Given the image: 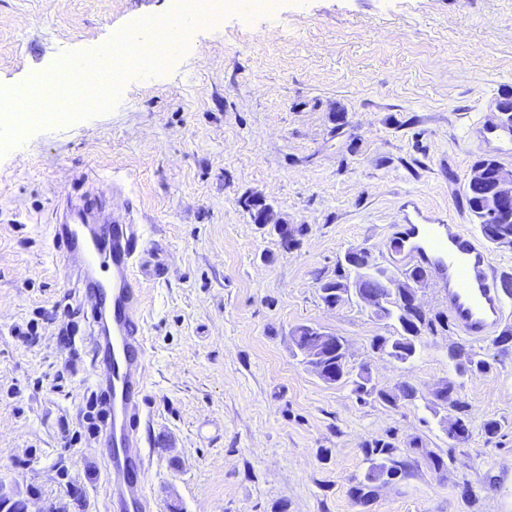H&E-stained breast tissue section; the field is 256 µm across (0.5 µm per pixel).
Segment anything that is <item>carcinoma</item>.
I'll use <instances>...</instances> for the list:
<instances>
[{
  "instance_id": "1",
  "label": "carcinoma",
  "mask_w": 512,
  "mask_h": 512,
  "mask_svg": "<svg viewBox=\"0 0 512 512\" xmlns=\"http://www.w3.org/2000/svg\"><path fill=\"white\" fill-rule=\"evenodd\" d=\"M479 225L484 237L489 242H494L492 233H500L507 237V240L499 243V246L512 248V219L495 217L491 221L481 220ZM356 281L362 282L382 301L393 302V305L381 309L379 317L396 320L399 330L394 336L378 337L374 348L399 363L411 361L416 356L419 337L423 331L433 329V321L426 318L423 311L416 309L409 302H401L402 292L405 291L402 280L388 268L372 263L365 266L358 263H346V266L342 267L338 279L321 284L320 289L324 302L328 305L335 304L336 289L345 288ZM450 357L464 359V362L460 363V372L462 373H483L488 368V362L478 352H465L463 349L457 348L450 351ZM327 368L336 373V377L332 378L327 374L320 375L325 382L339 383L348 379L344 363L336 361V358H330ZM350 383L353 385V392L358 397L372 396L390 406L395 405L400 399L412 400L415 398L414 387L409 384L402 385L399 392L391 393L371 385L369 376L363 373L350 380ZM453 391V386L446 385L436 392V397L447 400L457 412L454 421L448 426V438L464 441L469 437L467 406L452 398ZM397 451L398 448L391 443L381 441L364 449L368 469L363 481L352 488L353 498L361 503H366L374 496L378 481L396 478L406 473L410 462L399 457Z\"/></svg>"
}]
</instances>
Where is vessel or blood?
I'll use <instances>...</instances> for the list:
<instances>
[{"mask_svg": "<svg viewBox=\"0 0 512 512\" xmlns=\"http://www.w3.org/2000/svg\"><path fill=\"white\" fill-rule=\"evenodd\" d=\"M81 193L66 197L52 226V252L64 287L81 291L92 326L94 378L104 386L106 417L99 448L110 466L108 512H152L146 492L152 427L147 412L148 343L142 290L134 267L143 244L135 208L114 212L115 183L82 177ZM390 255L408 270L430 272L446 310L465 337L486 341L506 310L495 261L460 224L395 225Z\"/></svg>", "mask_w": 512, "mask_h": 512, "instance_id": "obj_1", "label": "vessel or blood"}]
</instances>
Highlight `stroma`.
<instances>
[{
	"instance_id": "1",
	"label": "stroma",
	"mask_w": 512,
	"mask_h": 512,
	"mask_svg": "<svg viewBox=\"0 0 512 512\" xmlns=\"http://www.w3.org/2000/svg\"><path fill=\"white\" fill-rule=\"evenodd\" d=\"M174 0H0V87L20 91L64 55L93 53ZM512 101V0H246L190 26L160 73L131 74L111 110L33 129L0 157V483L28 512H104L108 465L83 418L94 390L89 327L57 284L51 224L79 175L119 179L138 211L154 512H512V348L459 334L432 279L433 329L414 360L373 346L398 324L320 290L352 249L394 268L408 205L478 231L468 175L512 169V139L476 144ZM258 195L296 245L242 207ZM164 263L167 274L153 269ZM33 325L34 343L16 327ZM306 325L343 339L346 367L417 390L388 407L324 382L292 341ZM479 352L460 373L450 349ZM468 407L469 437H448ZM501 428L486 435V421ZM405 476L357 502L364 448L411 440ZM450 357L452 359L464 358V362L460 363L461 373H483L488 368V362L478 352H463V349L457 348L450 351ZM454 387L446 384L441 390L436 392L437 398L446 399L450 406L459 414L454 421L448 426L449 439L457 441H465L469 437V427L467 420V406L452 398Z\"/></svg>"
}]
</instances>
